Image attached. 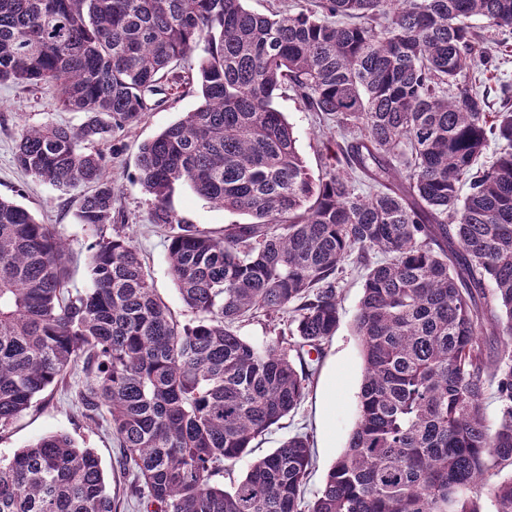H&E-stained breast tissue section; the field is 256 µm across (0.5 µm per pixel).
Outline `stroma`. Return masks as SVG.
I'll list each match as a JSON object with an SVG mask.
<instances>
[{"mask_svg": "<svg viewBox=\"0 0 512 512\" xmlns=\"http://www.w3.org/2000/svg\"><path fill=\"white\" fill-rule=\"evenodd\" d=\"M199 104L195 90L172 96L161 106L145 114L132 126L113 131L111 138L96 142L112 171L118 191L119 212L114 227L105 235L122 230L137 248L149 281L180 325L192 324L196 314L182 301L169 272L167 230L150 220L154 208L152 195L136 179L137 157L142 145L152 140L184 113ZM276 105L292 125L297 148L314 175H321L327 164L324 145L336 134L335 128L319 124L293 94L278 98ZM84 113L62 109L48 89L31 90L16 84L0 85V197H8L29 209L38 220L54 225L66 240L72 260L68 288L76 292L88 285L86 256L97 239L96 232L77 223L74 213L77 192L61 193L23 172L15 163L18 137L29 126L45 124L80 125ZM171 206L179 218L199 229L223 232L225 226L242 222V215L213 208L185 186L177 187ZM362 273L346 263L339 290L340 323L335 336L324 346V355L316 366L309 391L299 408L265 435L254 456H262L296 433L309 434L314 451V466L304 490L305 504H313L323 487L324 478L347 445L353 428L362 382L364 361L354 321L363 289ZM86 386L81 368H73L65 385L52 386L37 396L31 407L10 426L0 429V459L11 458L15 451L39 437L58 432L70 435L81 446L94 449L100 457L113 496L127 498L134 482L131 475L113 470L118 453L109 423L83 418L76 398Z\"/></svg>", "mask_w": 512, "mask_h": 512, "instance_id": "1", "label": "stroma"}]
</instances>
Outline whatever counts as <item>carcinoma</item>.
Wrapping results in <instances>:
<instances>
[{
    "label": "carcinoma",
    "instance_id": "1",
    "mask_svg": "<svg viewBox=\"0 0 512 512\" xmlns=\"http://www.w3.org/2000/svg\"><path fill=\"white\" fill-rule=\"evenodd\" d=\"M489 40L512 46V0H304L270 16L243 0H0V84L49 86L87 115L24 129L16 164L87 188L76 218L91 229L114 223L117 193L86 144L187 85L200 94L137 163L152 223L178 225L169 270L193 324L119 230L90 246L89 286L70 294L65 240L0 197V426L80 364L82 412H108L143 512H512V474L484 482L512 467V82L490 111ZM198 48L196 71L170 73ZM288 89L339 134L317 177L275 106ZM184 184L252 221L220 236L184 223L168 205ZM350 258L365 270L364 375L346 448L306 511V434L224 488V467L304 400ZM288 311L289 335L264 345L235 329ZM120 507L99 457L66 434L0 465V512Z\"/></svg>",
    "mask_w": 512,
    "mask_h": 512
}]
</instances>
